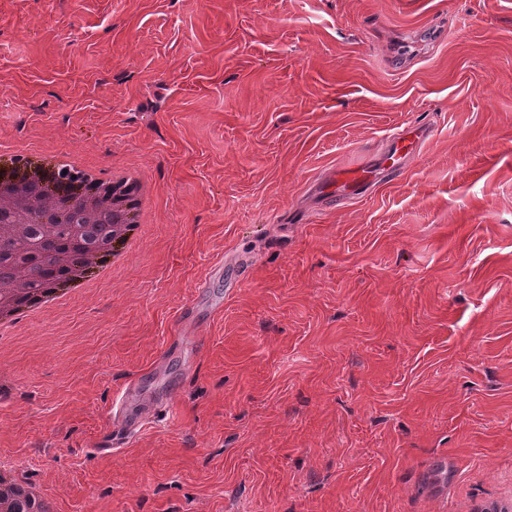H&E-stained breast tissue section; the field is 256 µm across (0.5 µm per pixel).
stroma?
Here are the masks:
<instances>
[{
  "mask_svg": "<svg viewBox=\"0 0 512 512\" xmlns=\"http://www.w3.org/2000/svg\"><path fill=\"white\" fill-rule=\"evenodd\" d=\"M411 121L399 177L312 193ZM0 144L153 187L0 337V462L59 512H512V0H0ZM137 424V419H132L127 414L126 409H123L119 416L113 415V419L111 420V430L104 437L102 447L104 450L112 451L115 453L118 448H121V444L116 442L117 440H125L128 437H131L135 432V425ZM122 434L123 437L120 439L118 436Z\"/></svg>",
  "mask_w": 512,
  "mask_h": 512,
  "instance_id": "obj_1",
  "label": "stroma"
}]
</instances>
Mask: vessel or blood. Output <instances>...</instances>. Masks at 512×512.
Listing matches in <instances>:
<instances>
[{
  "instance_id": "obj_1",
  "label": "vessel or blood",
  "mask_w": 512,
  "mask_h": 512,
  "mask_svg": "<svg viewBox=\"0 0 512 512\" xmlns=\"http://www.w3.org/2000/svg\"><path fill=\"white\" fill-rule=\"evenodd\" d=\"M430 133V127L420 124L394 128L385 134V147L376 162H361L332 170L327 179L316 181L314 187L320 190L321 194L334 193L346 199L365 196L382 177L405 169L418 155ZM135 425V419L130 418L128 414L113 417L111 430L102 443L103 449L117 451L118 437H131L135 432Z\"/></svg>"
}]
</instances>
